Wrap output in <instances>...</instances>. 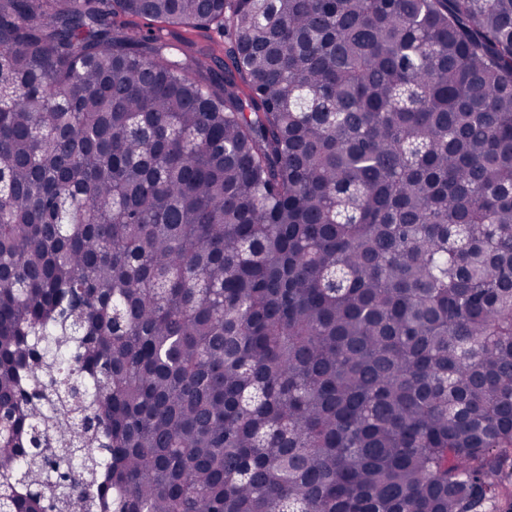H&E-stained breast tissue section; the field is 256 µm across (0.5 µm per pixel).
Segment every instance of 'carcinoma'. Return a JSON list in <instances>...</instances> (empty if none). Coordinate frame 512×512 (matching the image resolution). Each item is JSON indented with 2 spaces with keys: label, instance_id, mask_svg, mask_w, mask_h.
<instances>
[{
  "label": "carcinoma",
  "instance_id": "obj_1",
  "mask_svg": "<svg viewBox=\"0 0 512 512\" xmlns=\"http://www.w3.org/2000/svg\"><path fill=\"white\" fill-rule=\"evenodd\" d=\"M0 512H512V0H0Z\"/></svg>",
  "mask_w": 512,
  "mask_h": 512
}]
</instances>
